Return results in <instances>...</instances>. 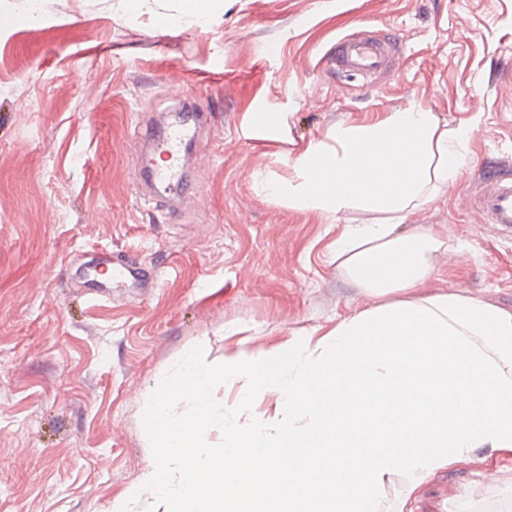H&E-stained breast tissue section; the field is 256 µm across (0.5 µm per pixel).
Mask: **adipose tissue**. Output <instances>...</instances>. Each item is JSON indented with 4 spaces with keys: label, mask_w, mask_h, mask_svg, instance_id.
Returning <instances> with one entry per match:
<instances>
[{
    "label": "adipose tissue",
    "mask_w": 512,
    "mask_h": 512,
    "mask_svg": "<svg viewBox=\"0 0 512 512\" xmlns=\"http://www.w3.org/2000/svg\"><path fill=\"white\" fill-rule=\"evenodd\" d=\"M465 139L409 107L337 130L335 147L297 161L295 179L268 184L279 199L370 214L349 225L333 254L375 304L319 339L256 358L209 367L186 356L142 417L156 453L130 497L150 494L165 512H374L395 471L414 491L477 448L512 459V313L456 294L407 297L448 240L400 234L398 215L447 190ZM238 379L247 399L275 396L273 416L228 420L213 392ZM184 396L195 411L172 417L171 402ZM217 428L227 443L210 454Z\"/></svg>",
    "instance_id": "obj_1"
}]
</instances>
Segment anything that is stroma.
<instances>
[{"label": "stroma", "mask_w": 512, "mask_h": 512, "mask_svg": "<svg viewBox=\"0 0 512 512\" xmlns=\"http://www.w3.org/2000/svg\"><path fill=\"white\" fill-rule=\"evenodd\" d=\"M0 0V512H162L130 486L155 456L141 424L187 353L223 365L318 337L369 305L332 245L366 213L265 194L337 128L416 107L467 130L447 191L405 210L448 249L415 293L512 312V232L483 223L482 172L512 163V0H224L183 23L184 0H48L14 27ZM391 40L393 66L332 77L346 35ZM190 100L209 119L183 217L135 192L137 125ZM274 131L255 132L256 110ZM160 270L149 293L83 286L93 256ZM376 512H512V461L478 448Z\"/></svg>", "instance_id": "obj_1"}]
</instances>
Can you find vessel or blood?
I'll use <instances>...</instances> for the list:
<instances>
[{
    "mask_svg": "<svg viewBox=\"0 0 512 512\" xmlns=\"http://www.w3.org/2000/svg\"><path fill=\"white\" fill-rule=\"evenodd\" d=\"M327 69L332 73L354 74L375 73L387 69L389 50L378 39H341L335 50L325 55ZM206 122L204 115L193 114L190 124L184 125L176 133L161 137L152 124L139 126L137 145L142 153H153L163 158V165L145 166L139 169L135 179L137 193L157 207L178 211L180 198L165 196L167 188L174 179L192 162L186 146L192 143L198 129ZM489 186L479 199V208L487 223L498 224L512 229V180L498 174L489 175ZM97 264L101 269V279H90L89 286L101 290L103 284L114 288H136L146 291L155 288L159 279L157 270L141 266L132 260L107 259L99 257Z\"/></svg>",
    "mask_w": 512,
    "mask_h": 512,
    "instance_id": "vessel-or-blood-1",
    "label": "vessel or blood"
}]
</instances>
